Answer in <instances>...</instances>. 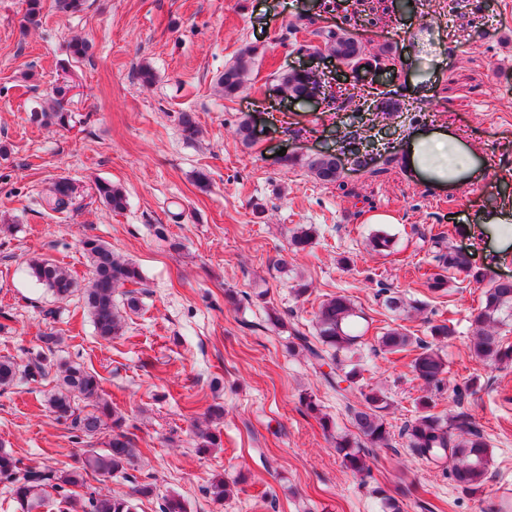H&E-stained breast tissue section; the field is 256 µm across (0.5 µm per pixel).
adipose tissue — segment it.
<instances>
[{
    "mask_svg": "<svg viewBox=\"0 0 512 512\" xmlns=\"http://www.w3.org/2000/svg\"><path fill=\"white\" fill-rule=\"evenodd\" d=\"M405 164L410 173L439 186L458 187L485 171V159L458 136L443 131H415L406 138Z\"/></svg>",
    "mask_w": 512,
    "mask_h": 512,
    "instance_id": "ef3b65f1",
    "label": "adipose tissue"
}]
</instances>
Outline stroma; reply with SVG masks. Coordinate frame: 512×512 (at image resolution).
<instances>
[{
    "label": "stroma",
    "instance_id": "obj_1",
    "mask_svg": "<svg viewBox=\"0 0 512 512\" xmlns=\"http://www.w3.org/2000/svg\"><path fill=\"white\" fill-rule=\"evenodd\" d=\"M87 0L59 13L42 0L37 23L26 0H0V357L25 362L43 333L63 336L64 357L92 363L114 406L136 428L143 453L129 472L149 480L152 497L138 512H160L177 495L187 512H382L401 486L404 512H492L499 485L512 484V364L472 358L471 320L487 288L465 275L446 291L424 288L422 273L440 272L431 235L468 253L475 269L512 279V0H446L445 10L412 0ZM355 36L382 59L384 91L372 89L332 56L327 32ZM82 38L86 57L68 45ZM259 49L242 91L225 99L216 79L241 49ZM153 84L137 77L141 65ZM309 69L331 99L300 107L284 99L279 76ZM68 85L62 128L39 121L53 88ZM364 96L368 111L355 109ZM194 113L200 134L183 140L181 113ZM252 120L257 142L242 143ZM450 127L485 156L477 181L441 190L409 173L400 147L409 131ZM298 156L278 164L279 151ZM341 154L344 171L318 181L304 161ZM207 175L201 188L198 175ZM76 189L75 208L49 204L57 178ZM121 188L123 211L94 194L97 180ZM316 230L312 247L289 251L295 229ZM394 237L376 253L369 234ZM93 235L136 262L141 308L123 336H96L77 300L53 303L27 274L44 254L79 280L89 267L81 240ZM308 283L305 295L296 281ZM236 300L228 302L225 293ZM406 308H386V294ZM347 296L362 317L363 383L387 396L394 449L368 457V476L345 468L335 437L352 432L344 401L313 362L288 349L292 332L311 331L321 303ZM57 307L55 318L43 311ZM280 325H271L268 311ZM454 335L441 346L447 374L426 385L408 359L377 349L386 326L426 336L433 323ZM49 383L0 390V446L27 464L73 465L102 438H76L45 402ZM489 444L488 480L463 490L448 472L421 460L401 439L419 397L437 413L454 412L455 391ZM315 399L318 410L300 403ZM224 407L221 444L198 451L194 427L207 408ZM328 417L332 431L320 419ZM223 474L230 495L206 492Z\"/></svg>",
    "mask_w": 512,
    "mask_h": 512
}]
</instances>
